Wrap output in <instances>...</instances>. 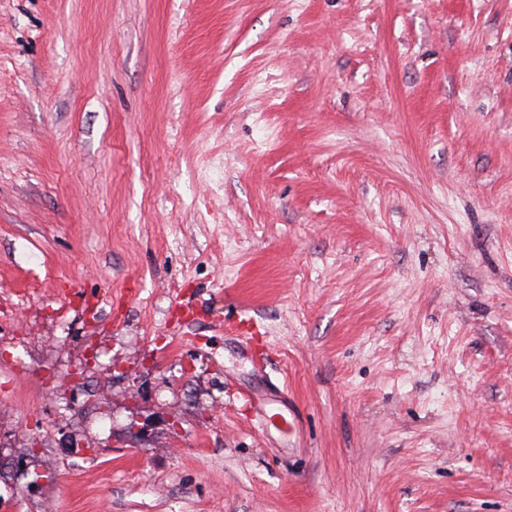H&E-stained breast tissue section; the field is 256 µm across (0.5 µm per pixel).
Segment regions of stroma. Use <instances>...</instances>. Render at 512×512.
Wrapping results in <instances>:
<instances>
[{
	"label": "stroma",
	"mask_w": 512,
	"mask_h": 512,
	"mask_svg": "<svg viewBox=\"0 0 512 512\" xmlns=\"http://www.w3.org/2000/svg\"><path fill=\"white\" fill-rule=\"evenodd\" d=\"M0 512H512V0H0Z\"/></svg>",
	"instance_id": "stroma-1"
}]
</instances>
